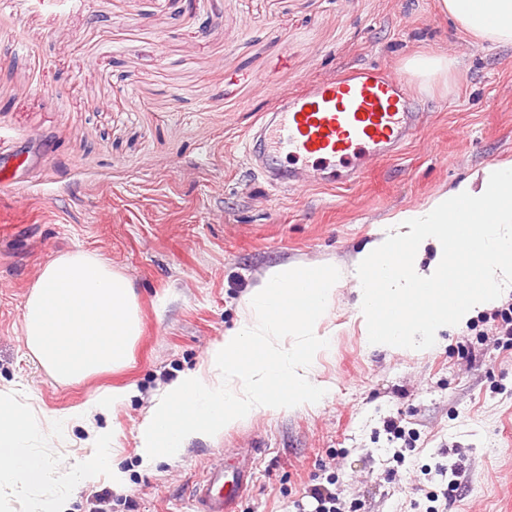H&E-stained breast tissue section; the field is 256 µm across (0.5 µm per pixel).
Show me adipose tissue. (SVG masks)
<instances>
[{
	"mask_svg": "<svg viewBox=\"0 0 512 512\" xmlns=\"http://www.w3.org/2000/svg\"><path fill=\"white\" fill-rule=\"evenodd\" d=\"M472 44L512 42V0H441ZM357 283L355 306L370 348L421 351L442 333L512 294V159L496 161L389 217L347 266L277 265L245 298L240 324L214 343L199 369L155 394L137 428L141 466L181 456L195 439L213 437L269 411L316 404L317 357L338 288ZM141 333L131 278L87 250L54 256L39 270L24 305L27 349L53 380L78 384L126 367ZM132 387H100L65 412L38 413L14 389L0 390V492L22 498L27 512H68L78 486L112 476L123 490L116 439L99 416L121 406ZM86 433L89 455L71 466L48 451Z\"/></svg>",
	"mask_w": 512,
	"mask_h": 512,
	"instance_id": "1",
	"label": "adipose tissue"
}]
</instances>
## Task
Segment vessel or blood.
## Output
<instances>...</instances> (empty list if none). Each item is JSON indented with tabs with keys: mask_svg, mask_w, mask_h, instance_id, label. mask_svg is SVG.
<instances>
[{
	"mask_svg": "<svg viewBox=\"0 0 512 512\" xmlns=\"http://www.w3.org/2000/svg\"><path fill=\"white\" fill-rule=\"evenodd\" d=\"M418 103L403 83L379 66L355 68L314 80L277 100L248 137L245 152L276 189L299 177L297 162L318 163L323 181L350 180L366 153L397 155L418 124ZM252 478L247 461L217 463L194 490L198 512H236Z\"/></svg>",
	"mask_w": 512,
	"mask_h": 512,
	"instance_id": "vessel-or-blood-1",
	"label": "vessel or blood"
}]
</instances>
